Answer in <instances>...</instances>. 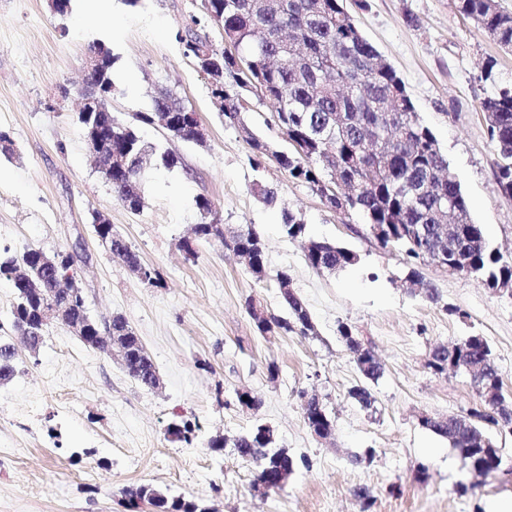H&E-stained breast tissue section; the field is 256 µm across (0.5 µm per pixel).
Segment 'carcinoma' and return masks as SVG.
I'll return each instance as SVG.
<instances>
[{
	"label": "carcinoma",
	"mask_w": 512,
	"mask_h": 512,
	"mask_svg": "<svg viewBox=\"0 0 512 512\" xmlns=\"http://www.w3.org/2000/svg\"><path fill=\"white\" fill-rule=\"evenodd\" d=\"M224 16L221 24L225 35L233 41L235 52L246 58L239 68L233 57H224V70L232 80V89L224 91V119L241 121L240 101L237 89L260 87L259 100L268 102L274 109V123L287 135L292 150L279 161L288 177L314 190L319 183L332 176L321 157L326 149L323 142L308 137V131L317 125L321 115L340 113L343 122L336 127L331 149L335 152L342 176L356 179V200L339 209L350 216L359 214L363 224H390L386 239L381 246L394 245L404 252L409 273L418 275L413 265L425 261V255L409 240L411 229L422 230L430 238L441 223L442 206L430 193L422 192L415 197H405L395 191L394 184L405 181L414 187L422 185L426 171L448 166L433 132L419 119L414 103L394 68L385 62L376 48L368 42L346 9L345 0H284L278 13L249 14L240 11L236 0H222ZM458 11L464 17L480 24L499 45L512 51V13L502 9L497 0H458ZM196 28L188 29L179 36L183 55L200 58L205 28L210 22L207 13L192 16ZM288 26L295 31L297 43L290 56L294 60L280 68H271L268 60L281 51L279 31ZM165 109L180 113L185 109L183 101L168 92H160L153 101V110ZM485 113L489 139L497 147L496 179L499 189L512 192V82L502 84L498 91L481 102ZM102 130H112V148L126 150V170L112 175V192L117 201L137 211L144 205L140 187L141 174L152 166L163 165L171 169L177 166L178 157L169 152H159L152 144L141 140L136 129L127 126L117 117L101 116ZM380 122L389 127L395 144H381L375 153L365 154L357 150L361 130ZM448 192V212L453 223L459 225V236L448 243V267L457 270L465 267L469 275L480 278L490 288L500 282H512V260L506 261L497 251L484 246L473 249L464 246L472 237L485 239L484 227L473 221L469 204L457 176L448 172L445 182ZM281 220L286 235L297 239L306 235L304 220L287 209L281 210ZM197 238L218 239L224 248L233 252L246 251L252 258V267H262L265 262L264 245L257 231L232 230L218 220L203 221L195 226ZM308 265L316 271H336L359 262V255L341 245L306 256ZM30 265L33 278L42 281L49 293L56 291V281L43 269L36 250L12 253L0 251V276L11 278L15 268ZM16 302L12 307V321L24 320L32 315L33 304L21 297L23 286L13 284ZM286 314L267 311L258 315L262 304L249 296L244 306L254 330L262 337L297 334L311 336L315 327L311 315L301 299L294 293L281 297ZM125 347L130 355L126 373L140 387L148 388L155 364H145L139 357L140 339L135 333L124 335ZM459 356L469 361L494 359L487 340L472 334L457 341ZM365 383L353 387L351 396L364 408L373 404L369 383L377 382L383 368L367 348L356 360ZM426 367L434 374L450 370L448 349L436 345L430 353ZM481 399V409L470 412L473 427L453 429L452 426L426 420L423 428L448 440L475 470L492 474L500 469L502 449L488 432L489 426H501L512 432V410L496 407L504 400L503 380L499 370H489L475 385ZM304 423L313 434L333 428L326 408L309 409ZM198 425L181 420L175 424L178 440L187 444L195 439ZM264 424L257 423L249 431L228 440L215 436L208 441V448L220 450L226 446L235 448L237 455L255 466L252 483L269 482L276 477L277 456L280 449L274 440L264 434ZM190 499L174 496L168 490L150 483H143L122 490V504L128 512H139L142 505L159 507L161 512H191Z\"/></svg>",
	"instance_id": "obj_1"
}]
</instances>
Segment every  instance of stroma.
Returning a JSON list of instances; mask_svg holds the SVG:
<instances>
[{
	"mask_svg": "<svg viewBox=\"0 0 512 512\" xmlns=\"http://www.w3.org/2000/svg\"><path fill=\"white\" fill-rule=\"evenodd\" d=\"M346 5L403 79L490 248L511 260L512 198L497 186V153L480 103L496 90L484 78L486 69L512 79V52L463 18L458 0ZM71 6L61 19L48 0H0V131L19 153L12 161L0 157V225L7 228L0 249L76 248L90 313L126 319L163 387L140 388L121 366L59 325L37 352L18 347V372L0 384V424L35 413L42 426L38 437L18 435L12 456L0 461V512H125L122 489L147 482L213 512H484L486 499L511 495L512 435L498 436L502 470L484 478L417 417L478 407L465 373L436 375L426 367L433 345L471 334L488 339L512 408V296L428 263L419 270L438 288L439 301L409 292L401 284L407 272L402 253L352 234L347 218L280 168L274 154L289 144L277 127L267 126L268 103L249 98L242 125L225 122L208 80L178 41L199 0H141L135 8L109 0L102 14L89 0H71ZM98 41L119 57L112 110L120 120L135 124L136 113L150 111L157 89L166 87L197 112L206 133L198 145L136 124L144 141L180 159L176 168L146 173L144 206L137 211L115 199L76 118L84 56ZM247 129L272 149L258 168ZM258 183L277 189V207L257 201ZM201 197L211 201L221 224L251 226L260 234L264 277L216 239L194 241L197 255L186 257L181 245L202 221ZM284 208L301 215L310 236L356 251L359 263L333 273L313 270L300 241L282 230ZM94 211L160 270L159 284L141 282L100 245ZM283 269L311 314L315 335L262 338L252 328L245 298L281 312L274 277ZM342 323L384 368L367 409L349 395L362 376L338 336ZM272 362L279 367L274 380L267 371ZM241 388L260 399L258 410L238 404ZM302 390L323 401L334 425L331 441L305 425ZM63 403L74 413L62 416ZM181 418L199 425L193 445L166 432ZM257 420L272 426L278 446L297 462L287 484L263 497L250 490L252 463L233 448L215 453L207 446L211 437L239 434ZM355 455L362 458L356 466ZM360 486L370 490L371 508L355 497Z\"/></svg>",
	"mask_w": 512,
	"mask_h": 512,
	"instance_id": "1",
	"label": "stroma"
}]
</instances>
